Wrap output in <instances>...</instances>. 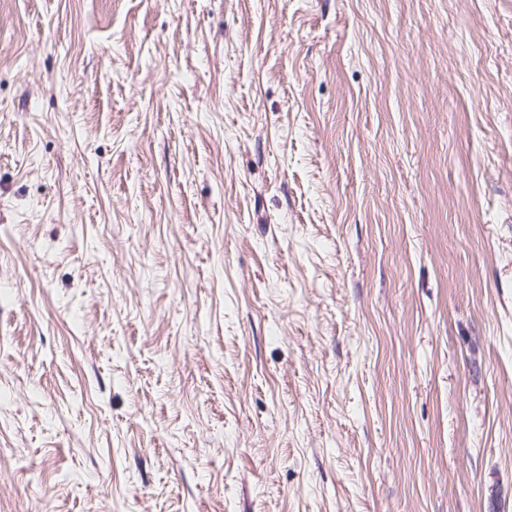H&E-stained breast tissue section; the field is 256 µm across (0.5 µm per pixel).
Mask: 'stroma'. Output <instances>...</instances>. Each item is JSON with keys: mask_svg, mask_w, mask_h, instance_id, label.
Returning <instances> with one entry per match:
<instances>
[{"mask_svg": "<svg viewBox=\"0 0 512 512\" xmlns=\"http://www.w3.org/2000/svg\"><path fill=\"white\" fill-rule=\"evenodd\" d=\"M0 512H512V0H0Z\"/></svg>", "mask_w": 512, "mask_h": 512, "instance_id": "obj_1", "label": "stroma"}]
</instances>
